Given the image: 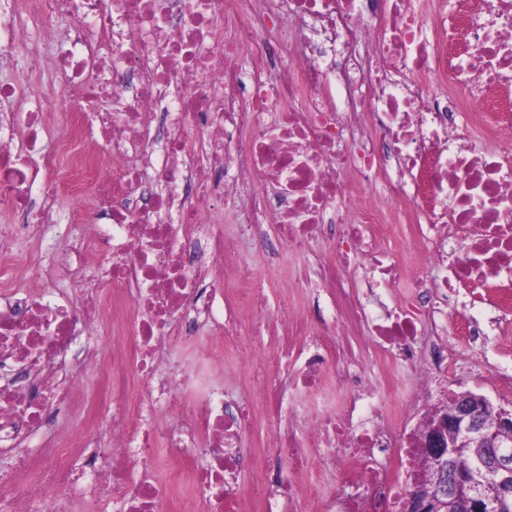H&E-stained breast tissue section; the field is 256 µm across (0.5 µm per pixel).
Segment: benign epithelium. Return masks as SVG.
<instances>
[{"label": "benign epithelium", "mask_w": 512, "mask_h": 512, "mask_svg": "<svg viewBox=\"0 0 512 512\" xmlns=\"http://www.w3.org/2000/svg\"><path fill=\"white\" fill-rule=\"evenodd\" d=\"M464 444L477 450L479 471L474 478L459 475L450 464L453 449ZM421 448L432 468L411 487L405 512H437L448 499L457 512H504L512 507V411L466 391L449 413L435 416ZM484 477L498 479V495L492 500L480 488Z\"/></svg>", "instance_id": "obj_1"}]
</instances>
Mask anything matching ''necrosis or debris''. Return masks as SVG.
<instances>
[{
  "instance_id": "1",
  "label": "necrosis or debris",
  "mask_w": 512,
  "mask_h": 512,
  "mask_svg": "<svg viewBox=\"0 0 512 512\" xmlns=\"http://www.w3.org/2000/svg\"><path fill=\"white\" fill-rule=\"evenodd\" d=\"M65 17L54 66L71 69L63 90L83 122H47L0 84V202L36 218L0 227V256L84 200L68 295L55 297L51 267L0 295V512H172L183 499L236 512L261 412L294 468L309 443L340 448L338 477L366 489L306 497L310 512H397L425 431L407 402L383 419L355 397L300 433L280 418L278 387L261 386L260 409L234 406L199 376L162 371L161 356L195 344L210 363L259 307L249 266L224 276L222 210L246 211L275 251L307 254L304 287L335 290L347 323L397 343L419 392L447 359L419 355L416 339L448 335L454 315L468 346H484L468 299L494 307L496 335L512 333V0H0V58L40 68ZM49 136L70 168L43 154ZM316 237L329 252L308 255ZM95 252L107 266L91 279ZM365 264L380 276L362 289L413 278L416 309L394 320L364 303L346 282ZM229 280L245 305L225 303ZM279 315L294 384L316 388L333 365L357 386L335 320L315 328L285 304ZM95 328L109 354L91 345ZM78 406L110 418L78 439L51 428Z\"/></svg>"
}]
</instances>
